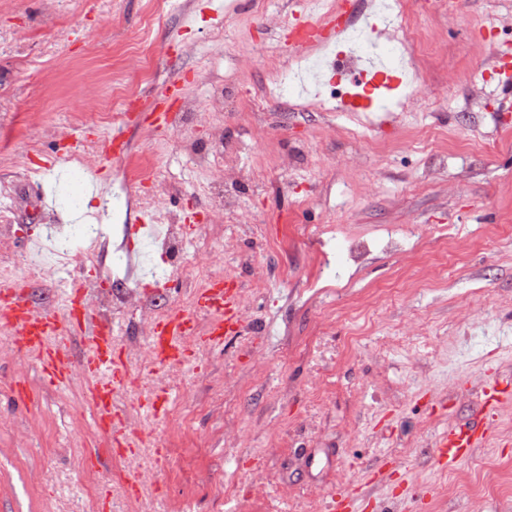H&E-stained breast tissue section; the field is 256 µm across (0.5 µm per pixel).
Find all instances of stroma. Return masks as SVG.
<instances>
[{"label": "stroma", "mask_w": 512, "mask_h": 512, "mask_svg": "<svg viewBox=\"0 0 512 512\" xmlns=\"http://www.w3.org/2000/svg\"><path fill=\"white\" fill-rule=\"evenodd\" d=\"M67 0L52 19L42 0H0L1 229L12 251L0 274L26 278V237L45 239V218L110 230L94 258L75 256L59 279L30 282L33 302L59 312L76 277L111 298L112 354L129 380L115 398L135 453L107 451L95 425L91 382L47 383L35 360L0 345V512H327L331 496L358 498L357 512H512V399L459 466L440 461L438 435L480 413L487 383L512 374V103L494 85L476 90L512 28L473 36L512 14V0H416L424 91L412 112L282 111L251 103L288 64L284 31L264 28L253 0ZM207 66L227 88L224 151L254 173L257 224L205 220L207 178L183 139L155 132L146 115L170 76L207 104L196 80ZM264 141L249 139L252 126ZM126 126L130 149L106 163L99 142ZM94 156L82 169L71 147ZM62 162L45 167V156ZM289 155L293 166L282 171ZM162 192L191 242L187 257L156 255L174 273L150 289L114 266L125 226ZM77 195L71 208L63 193ZM412 233L408 254L383 251L388 230ZM257 252L266 272L229 264L219 278L242 286L246 329L219 346L192 340L181 362L133 356L148 343L116 281L144 282L148 305L194 312V258L219 252L228 235ZM367 242L363 268L346 246ZM24 377L28 404L15 401ZM167 399L153 415L147 398ZM486 466L498 487L475 501L470 482ZM147 474L140 493L128 479Z\"/></svg>", "instance_id": "1"}]
</instances>
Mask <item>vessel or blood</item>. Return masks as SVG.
Masks as SVG:
<instances>
[{
  "mask_svg": "<svg viewBox=\"0 0 512 512\" xmlns=\"http://www.w3.org/2000/svg\"><path fill=\"white\" fill-rule=\"evenodd\" d=\"M337 16L322 27L310 33L299 35L291 49L297 53L309 51L315 44L333 40L342 29L345 20L351 19L358 10L357 0H336ZM492 68L499 89L512 94V49L506 48L495 53ZM181 76H174L166 92L152 104V125L155 130L164 131L174 126L179 113L174 110L173 97L182 94ZM102 154L118 161L128 152L125 130L116 129L103 141ZM72 302L66 314L51 313L37 307L19 280L0 282V328L8 331L16 348L33 358L44 378L50 383L69 381L73 371L68 338L75 333L93 337L95 347L82 361L85 375L94 377L95 385L91 399L95 408L96 422L108 436L111 445L130 448L136 440L122 420L117 419L113 401L116 390L127 379L124 363L112 357V327L99 319L85 306L83 296L89 288L86 280L75 279L70 283ZM241 289L233 280L215 281L196 289L194 305L212 316L206 334H198L197 326L190 314L176 311L157 323L150 340L154 358L160 362H176L186 352L185 342L201 336L213 341L224 335L240 334L245 317L240 307ZM485 436V423L469 420L443 431L435 444L441 460L451 465L467 461L472 448Z\"/></svg>",
  "mask_w": 512,
  "mask_h": 512,
  "instance_id": "b4317fda",
  "label": "vessel or blood"
}]
</instances>
